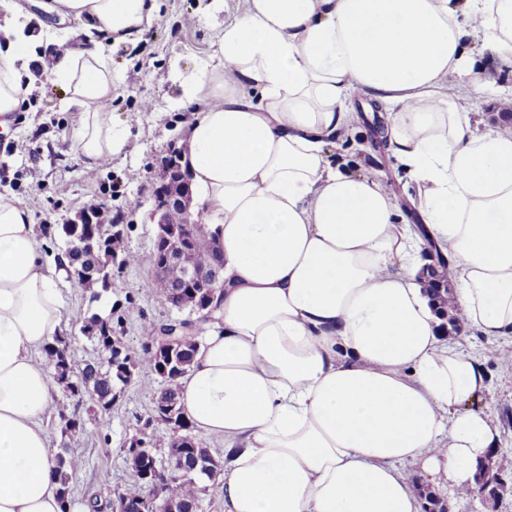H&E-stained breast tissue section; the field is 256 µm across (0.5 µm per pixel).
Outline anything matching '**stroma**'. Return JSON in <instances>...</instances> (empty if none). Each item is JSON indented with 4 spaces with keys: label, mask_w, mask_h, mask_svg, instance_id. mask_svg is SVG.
<instances>
[{
    "label": "stroma",
    "mask_w": 512,
    "mask_h": 512,
    "mask_svg": "<svg viewBox=\"0 0 512 512\" xmlns=\"http://www.w3.org/2000/svg\"><path fill=\"white\" fill-rule=\"evenodd\" d=\"M152 24L137 44L105 40L104 49L112 58L113 91L110 110L115 128L129 138L130 149L101 160L94 180H86L84 159L77 146L79 115L62 108L64 85L53 76L34 73L28 89V106L21 124L0 126V142L11 144L9 155H0V196L32 204L31 222L47 256L63 254V242L50 229L73 219L88 197L102 201L110 212H123V247L136 256L134 264L112 272V287L91 300L90 289L71 278L60 286L61 331L72 338L71 356L81 367L102 359L97 343L82 331L92 315L111 317L112 333L130 350L147 345L141 326L177 317L167 306L158 288L151 256L155 226L149 213L156 171L173 150L182 148L184 132L192 113L180 106L186 79L223 66L218 44L225 24L243 13L246 0H155ZM195 22L186 27L184 15ZM152 101L144 111L143 101ZM512 100V64L491 60L482 86L471 89L469 110L477 120L512 130V121L499 117L504 103ZM371 132L355 125L350 137L337 141V157L363 170L377 173L381 184L401 201L414 202L417 186L391 155L371 145ZM42 170L40 185H30L24 175L27 166ZM136 208H128V200ZM453 344L481 354L489 371L488 388L475 402L478 410L492 412L501 431V444L489 461L504 478L496 503L484 504L482 494L451 499L446 478L428 483L427 489L440 500L451 499L452 512H512V363L498 359L499 343L468 334L456 336ZM161 388L157 375L144 368L134 369L127 384L109 410L85 403L76 414L83 422L77 433H68L56 412L66 402L63 392L54 395L55 408L44 419L53 450L68 449L83 465L70 481V512H85V501L98 497L103 512L121 496H144L148 490L129 468L125 450L132 438L145 441L157 462H165L172 429L154 419V400Z\"/></svg>",
    "instance_id": "obj_1"
}]
</instances>
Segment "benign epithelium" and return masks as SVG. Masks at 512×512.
I'll list each match as a JSON object with an SVG mask.
<instances>
[{
  "instance_id": "1",
  "label": "benign epithelium",
  "mask_w": 512,
  "mask_h": 512,
  "mask_svg": "<svg viewBox=\"0 0 512 512\" xmlns=\"http://www.w3.org/2000/svg\"><path fill=\"white\" fill-rule=\"evenodd\" d=\"M154 208L152 219L156 224L155 243L161 250L153 254L154 270L161 276L178 280L182 288L166 292L165 301L170 308L180 310L186 307L197 312L210 311L218 290L224 288V255L220 242H215L212 257L203 266L187 265L183 252L192 240L189 227L179 228L168 223V214L180 210L194 221L192 210L193 192L191 174L183 164L181 155L171 156V168L167 180L153 190ZM98 223L92 215L81 212L78 218L65 224L67 229V253L70 255L72 272L83 281H90L103 275L102 257L89 244L83 227ZM182 346L175 340H167L158 346V357L174 363ZM196 447L194 436L189 433L173 437L168 451V465L154 468L144 474V481L155 490L146 497H130L112 505V512H181V505L159 500L161 483L167 475L180 473L191 476V469L185 465L184 449Z\"/></svg>"
}]
</instances>
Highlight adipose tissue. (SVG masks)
Returning a JSON list of instances; mask_svg holds the SVG:
<instances>
[{
  "label": "adipose tissue",
  "instance_id": "obj_1",
  "mask_svg": "<svg viewBox=\"0 0 512 512\" xmlns=\"http://www.w3.org/2000/svg\"><path fill=\"white\" fill-rule=\"evenodd\" d=\"M97 35L137 42L153 0H55ZM0 30V115L20 110L40 44ZM512 62V0H249L218 52L234 83L188 80L184 158L224 253L213 323L178 380L195 432L224 441V512H419L420 481L474 484L500 444L481 356L441 336L418 237L377 178L336 161L353 91L387 113L384 138L419 187L418 216L451 255L465 330L512 335V131H478L459 104L480 70ZM54 76L78 112L88 168L129 143L106 108L112 60L71 41ZM27 208L0 198V512H61L40 360L59 330L56 272Z\"/></svg>",
  "mask_w": 512,
  "mask_h": 512
}]
</instances>
